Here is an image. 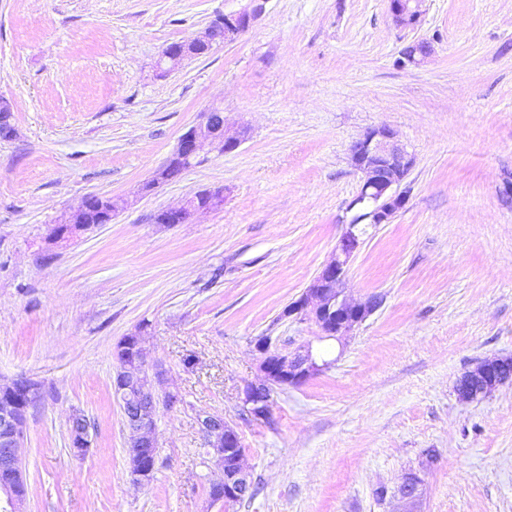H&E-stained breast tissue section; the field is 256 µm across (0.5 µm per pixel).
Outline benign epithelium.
<instances>
[{"instance_id": "1", "label": "benign epithelium", "mask_w": 512, "mask_h": 512, "mask_svg": "<svg viewBox=\"0 0 512 512\" xmlns=\"http://www.w3.org/2000/svg\"><path fill=\"white\" fill-rule=\"evenodd\" d=\"M267 2L245 0L239 9L224 14V18L217 22L219 28L209 25L192 42L214 46L236 41L262 15ZM388 2L389 15L396 27L405 30L418 26L425 12L426 0ZM432 53L430 40L417 39L402 49L400 63L420 66ZM246 139L247 127L227 126L221 111L217 109L205 112L198 123L180 136L168 163H193L206 150L227 154L236 150ZM350 157L354 168L362 174L359 191L350 203V208L357 209V212L336 245L335 258L320 270L302 296L283 312L285 317L295 315L301 320L313 321L321 332L319 339H332L339 344L383 301L378 294L361 302L346 295L349 262L361 245V236L356 233V228L363 222L374 225L391 223L405 204L406 191L401 189V185L414 167L413 154L388 125L367 129L351 144ZM223 204V192L213 191L204 201H199V197L194 195L182 205L167 210V214L170 223L181 224L196 214L217 210ZM86 206L84 202L77 210L60 219L51 229L48 240L57 243L91 229L92 225L80 223ZM128 340L135 344V353L118 365L117 399L124 422L131 431L128 452L136 462L131 476L134 482L147 485L152 480L155 465L151 461L145 463L143 459L148 451L157 455L158 448L154 414L159 404L176 402L177 393L165 391L160 394L156 391L155 380L162 375L161 368L148 360L140 337L130 336ZM256 350L261 354L259 370L263 377L257 383L246 385L242 399L247 412L256 419L268 418L273 388L298 386L332 365L314 351L310 343L290 351L288 346H278L268 337L256 346ZM511 380L512 358L482 360L458 379L456 392L463 400H479ZM31 398V389L23 379L0 385V494L5 496L4 504L7 506L3 512H19L23 502V497L18 493V482L22 478V412ZM199 424L212 458L218 466H224L225 435L233 433L234 428L224 422V418L207 413L199 417ZM69 431L73 446L81 449L90 447L89 427L83 415L71 416ZM236 462V471L226 489H217L226 509L249 493L252 486L251 473L244 464V454H239ZM422 495L423 480L414 472L404 473L396 489V496L402 503L399 512H418Z\"/></svg>"}]
</instances>
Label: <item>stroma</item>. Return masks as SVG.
<instances>
[{"label":"stroma","mask_w":512,"mask_h":512,"mask_svg":"<svg viewBox=\"0 0 512 512\" xmlns=\"http://www.w3.org/2000/svg\"><path fill=\"white\" fill-rule=\"evenodd\" d=\"M239 0H0V383L44 395L27 414L24 512H224L212 501L197 417L238 432L258 494L233 512H395L409 470L421 512H512V382L458 397L462 373L512 356V0H427L413 29L388 0H269L237 41L170 72L165 48ZM427 63L403 66L409 41ZM248 139L204 153L139 192L203 112ZM388 125L415 154L391 223L363 225L348 273L356 300L384 301L332 366L274 389L271 415L242 413L258 380L257 337L296 347L314 322L284 317L353 216L361 176L348 159ZM203 190L222 209L182 224L161 212ZM89 195L126 205L53 245L51 224ZM141 334L160 388L153 480L128 468L113 390L118 343ZM91 423L85 456L68 419ZM385 499H377L379 489ZM433 53L432 42L428 39H417L407 44L400 52L399 62L403 65L420 66Z\"/></svg>","instance_id":"35a3bbf8"}]
</instances>
